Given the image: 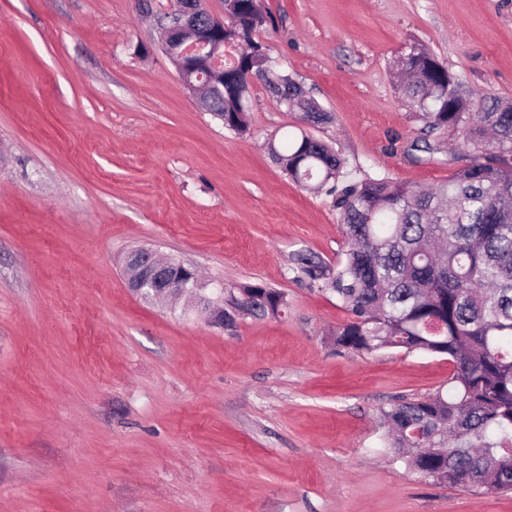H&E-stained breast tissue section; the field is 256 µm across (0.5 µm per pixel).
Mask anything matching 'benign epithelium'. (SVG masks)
Returning a JSON list of instances; mask_svg holds the SVG:
<instances>
[{
  "label": "benign epithelium",
  "mask_w": 512,
  "mask_h": 512,
  "mask_svg": "<svg viewBox=\"0 0 512 512\" xmlns=\"http://www.w3.org/2000/svg\"><path fill=\"white\" fill-rule=\"evenodd\" d=\"M206 0H174L171 21L164 23L162 49L173 60L178 75L194 95L210 87H224V56L238 40L224 38V21L202 23L197 18ZM131 290L144 298L188 293L195 288V272L170 259L137 250L126 258Z\"/></svg>",
  "instance_id": "7a95c632"
}]
</instances>
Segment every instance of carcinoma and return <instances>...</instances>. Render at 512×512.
Masks as SVG:
<instances>
[{"label":"carcinoma","mask_w":512,"mask_h":512,"mask_svg":"<svg viewBox=\"0 0 512 512\" xmlns=\"http://www.w3.org/2000/svg\"><path fill=\"white\" fill-rule=\"evenodd\" d=\"M270 21L263 0H237L233 17L224 19L245 41L240 66H224V92L210 89L202 100L236 134L249 131L242 72L267 68L255 35ZM397 78L425 130L460 136L474 155L447 182L424 189L380 174L349 180L345 159L303 131L270 143L295 182L334 196L348 241L336 266L299 252L295 269L351 314L330 337L336 347L362 355L401 348L454 363L446 393L380 410L384 446L435 483L512 493V102L463 90L417 45L401 54ZM265 83L313 125L332 122L292 75ZM240 293L253 299L247 313L254 317L288 306L284 293L262 285Z\"/></svg>","instance_id":"carcinoma-1"}]
</instances>
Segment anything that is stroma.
Listing matches in <instances>:
<instances>
[{
	"label": "stroma",
	"instance_id": "1",
	"mask_svg": "<svg viewBox=\"0 0 512 512\" xmlns=\"http://www.w3.org/2000/svg\"><path fill=\"white\" fill-rule=\"evenodd\" d=\"M264 3L271 68L332 115L308 132L350 176L434 187L469 161L397 88L407 44L512 100V0ZM170 8L0 0V512H512V494L432 483L385 450L381 408L446 391L454 365L330 343L349 314L292 257L338 264L343 229L265 147L299 115L258 82L249 133L224 129L160 48ZM141 248L201 291L134 296ZM252 284L285 313L210 323L207 301Z\"/></svg>",
	"mask_w": 512,
	"mask_h": 512
}]
</instances>
